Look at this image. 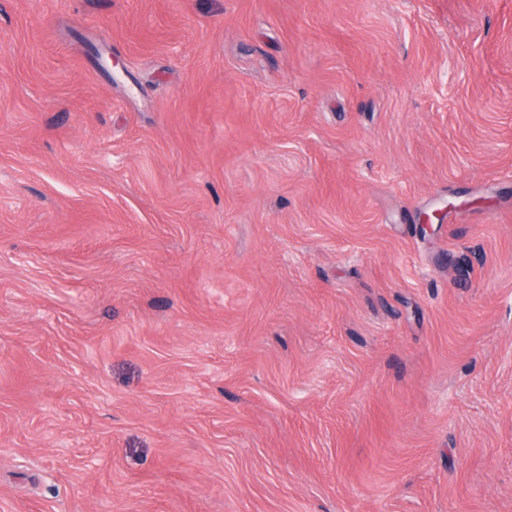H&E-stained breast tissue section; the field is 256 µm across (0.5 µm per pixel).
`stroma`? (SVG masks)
<instances>
[{"label":"stroma","mask_w":512,"mask_h":512,"mask_svg":"<svg viewBox=\"0 0 512 512\" xmlns=\"http://www.w3.org/2000/svg\"><path fill=\"white\" fill-rule=\"evenodd\" d=\"M0 512H512V0H0Z\"/></svg>","instance_id":"obj_1"}]
</instances>
